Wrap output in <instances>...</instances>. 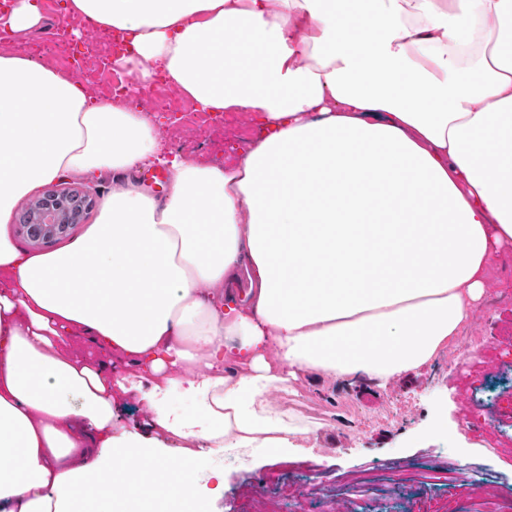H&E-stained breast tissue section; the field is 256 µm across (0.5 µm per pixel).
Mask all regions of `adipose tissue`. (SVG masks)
I'll list each match as a JSON object with an SVG mask.
<instances>
[{
    "label": "adipose tissue",
    "instance_id": "obj_1",
    "mask_svg": "<svg viewBox=\"0 0 512 512\" xmlns=\"http://www.w3.org/2000/svg\"><path fill=\"white\" fill-rule=\"evenodd\" d=\"M200 112H245L237 161L158 160L146 109L0 51V512H209L221 468L299 428L304 373L386 387L467 327L512 244V0H69ZM112 172L95 224L19 244L18 202ZM73 336L133 366L114 378ZM138 393L148 433L118 429ZM144 471L132 481L133 471ZM139 187L157 198H164L168 191V172L164 164L156 163L132 175Z\"/></svg>",
    "mask_w": 512,
    "mask_h": 512
}]
</instances>
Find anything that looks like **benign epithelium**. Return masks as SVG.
<instances>
[{"label": "benign epithelium", "instance_id": "benign-epithelium-1", "mask_svg": "<svg viewBox=\"0 0 512 512\" xmlns=\"http://www.w3.org/2000/svg\"><path fill=\"white\" fill-rule=\"evenodd\" d=\"M75 189L62 187L42 195L29 208V217L18 225V232L35 244H51L66 238L78 217L73 213L69 198Z\"/></svg>", "mask_w": 512, "mask_h": 512}]
</instances>
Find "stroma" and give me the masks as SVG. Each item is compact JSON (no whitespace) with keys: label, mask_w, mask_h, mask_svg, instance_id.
<instances>
[{"label":"stroma","mask_w":512,"mask_h":512,"mask_svg":"<svg viewBox=\"0 0 512 512\" xmlns=\"http://www.w3.org/2000/svg\"><path fill=\"white\" fill-rule=\"evenodd\" d=\"M40 27L19 33L23 54L67 72L49 58L51 33L73 29L60 0H38ZM11 34L0 36V50ZM219 130L186 132L185 143L160 138V163L133 178L157 198L168 191L165 159L235 162L259 132L246 113ZM278 408L304 424L287 455L224 460V493L211 512H247L248 497L287 488L285 512H512V245L489 271L468 330L428 367L380 389L303 375ZM481 428L494 438H475Z\"/></svg>","instance_id":"stroma-1"}]
</instances>
